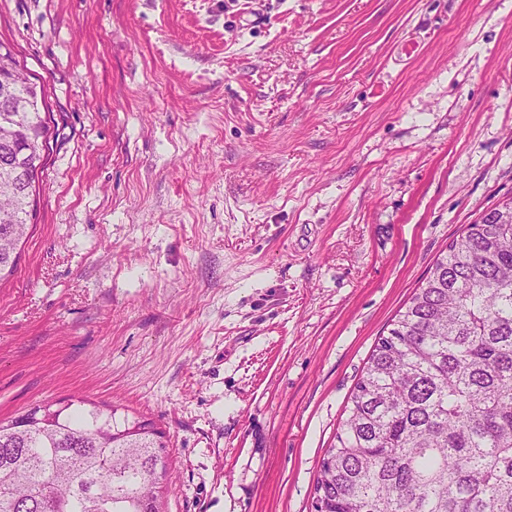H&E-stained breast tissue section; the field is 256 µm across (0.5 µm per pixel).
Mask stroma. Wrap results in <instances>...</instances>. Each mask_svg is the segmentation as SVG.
I'll return each mask as SVG.
<instances>
[{"label": "stroma", "mask_w": 512, "mask_h": 512, "mask_svg": "<svg viewBox=\"0 0 512 512\" xmlns=\"http://www.w3.org/2000/svg\"><path fill=\"white\" fill-rule=\"evenodd\" d=\"M50 154L0 417L168 436V512H309L380 334L512 196V0H0Z\"/></svg>", "instance_id": "obj_1"}]
</instances>
